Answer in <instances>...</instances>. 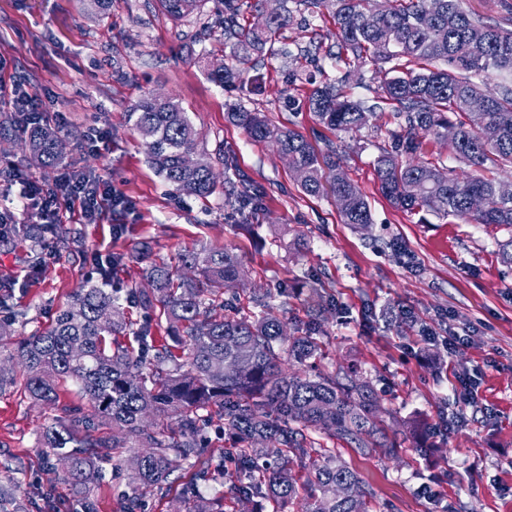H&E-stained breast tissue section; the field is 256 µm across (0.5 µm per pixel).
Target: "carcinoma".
<instances>
[{
  "label": "carcinoma",
  "instance_id": "carcinoma-1",
  "mask_svg": "<svg viewBox=\"0 0 512 512\" xmlns=\"http://www.w3.org/2000/svg\"><path fill=\"white\" fill-rule=\"evenodd\" d=\"M204 0H159L162 12L185 17ZM323 7L336 25L337 53L348 71L310 93L314 119L336 131L370 124L375 111L342 90L352 71L368 62L379 65L383 98L392 118L413 132L447 140L454 158L472 168L459 178L440 160H402L422 142L409 135L376 160L383 193L399 209L438 217L455 216L466 224L512 227V198L497 195L494 171L512 167V84L503 82L489 96L484 112H470L468 98L481 93L471 75H512V29L488 25L463 12L458 0H302ZM261 21L241 26L238 9L227 4L224 36L236 41L242 65L252 55L291 58L275 47L286 16L268 15L262 0L255 4ZM442 62L446 67L440 68ZM238 71L224 66L209 79L220 87L235 82ZM233 122L258 144H270L288 156L301 190L319 195L330 189L345 201L346 224L372 223L363 193L336 161L320 158L302 134L281 128L242 108L229 113ZM127 122L143 140L151 165L173 191L207 198L222 190L245 209L257 206L260 191L245 180L224 178L218 186L215 164L229 169L224 150L210 154L199 148L200 133L188 112L171 97L146 95L127 112ZM456 130L448 140V128ZM29 147L45 168L64 159L54 129L30 128ZM54 247L73 251L80 240L69 229H51ZM240 260L222 247L187 251L174 264L152 265L148 286L125 290L90 286L77 289L42 331L19 336L9 319H0V392L16 387L24 375L28 397L45 405L58 402L68 381L85 400L64 406L42 427L41 448L47 470L64 459L61 479L72 491L71 512H95L93 485L102 464L124 458L131 470L123 512H140L142 498L164 489L182 465L192 466L204 454L202 422L216 416L224 431L242 444L236 469L249 482L234 484L227 494L247 512H284L301 502L302 512H370V493L357 473L334 448L313 447L311 433L321 432L349 445L359 456L397 455V441L383 432V416L391 415L370 383L354 367L322 371L319 337L321 304L310 314L305 332L290 336L274 314L269 293H253L249 315L224 313V289L240 276ZM139 308L165 320L158 338L147 325L127 317ZM138 347H133L132 343ZM295 370L282 367V354ZM231 362L244 369L220 371ZM298 462L301 471L293 470ZM224 477V459L197 471L183 485L175 512H224V498L200 495L199 483ZM16 485L0 486V512H19Z\"/></svg>",
  "mask_w": 512,
  "mask_h": 512
}]
</instances>
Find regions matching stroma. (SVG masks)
Masks as SVG:
<instances>
[{"label":"stroma","mask_w":512,"mask_h":512,"mask_svg":"<svg viewBox=\"0 0 512 512\" xmlns=\"http://www.w3.org/2000/svg\"><path fill=\"white\" fill-rule=\"evenodd\" d=\"M287 6L288 48H309L315 34L334 32L319 9L298 0ZM223 18L224 0H205L200 12L180 20L164 16L158 0H112L106 14L91 10L89 0H0V83L38 93L47 123L63 114L58 135L66 161L103 176L134 205L90 224L79 204H62L59 221L81 246L36 265L29 240L36 219L22 207L23 185L9 187L20 229L0 238V307L28 335L44 328L77 288L99 281V257L125 254L119 279L129 285L142 282L151 263L176 262L187 250L234 249L241 277L225 300L269 291L291 335L307 323L313 299L327 301L321 368L357 365L391 410L386 432L400 444L397 458H362L337 439L317 438L357 471L377 512H512V268L501 263L497 247L512 232L396 208L374 170L377 157L408 134L394 122L350 133L325 128L313 138L319 151L335 147L369 203L372 224L344 223L332 195L303 193L287 162L253 143L229 111L240 105L313 137L312 89L345 75L353 99L381 105L374 68L350 74L337 59L292 66L267 57L222 88L207 73L213 63L233 62ZM148 93L177 99L202 147L223 150L228 163L216 165V173L229 165L263 186L251 231L239 230L225 195L177 194L151 167L126 121ZM93 128L107 133V149L86 148ZM14 168L46 187L60 174L34 161L27 132L17 128L0 142V171ZM116 224L125 227L118 237ZM450 334L458 340L448 347L443 338ZM460 375L471 381L469 396L456 388ZM56 413L19 387L0 395V480L5 466H21L16 497L26 512H37V491L47 486L60 502L69 500L67 483L43 467L39 448L40 427ZM129 480L127 468L106 467L94 489L96 512H122Z\"/></svg>","instance_id":"1"}]
</instances>
